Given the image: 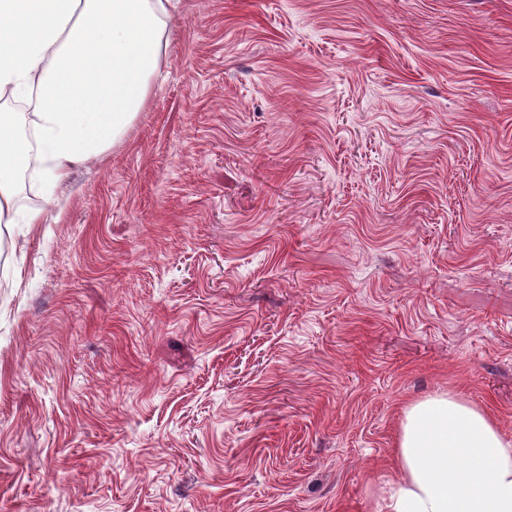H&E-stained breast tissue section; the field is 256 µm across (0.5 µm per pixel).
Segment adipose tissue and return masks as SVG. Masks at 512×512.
I'll use <instances>...</instances> for the list:
<instances>
[{"label": "adipose tissue", "instance_id": "obj_1", "mask_svg": "<svg viewBox=\"0 0 512 512\" xmlns=\"http://www.w3.org/2000/svg\"><path fill=\"white\" fill-rule=\"evenodd\" d=\"M174 0H0V235L41 224L71 167L121 144L151 96ZM383 512H512V440L464 396L407 403Z\"/></svg>", "mask_w": 512, "mask_h": 512}]
</instances>
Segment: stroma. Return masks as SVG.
<instances>
[{
	"mask_svg": "<svg viewBox=\"0 0 512 512\" xmlns=\"http://www.w3.org/2000/svg\"><path fill=\"white\" fill-rule=\"evenodd\" d=\"M448 390L512 435V0H180L0 254V512H380Z\"/></svg>",
	"mask_w": 512,
	"mask_h": 512,
	"instance_id": "stroma-1",
	"label": "stroma"
}]
</instances>
